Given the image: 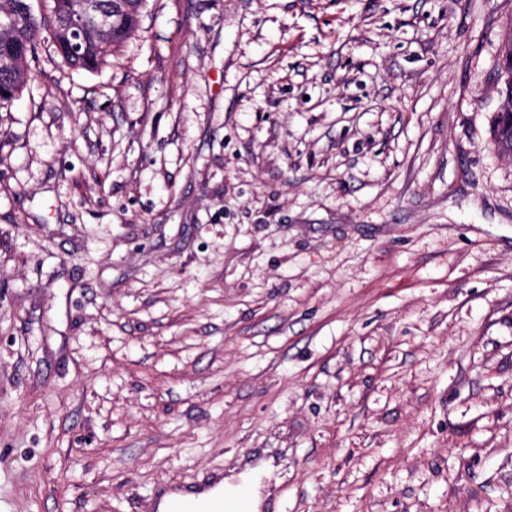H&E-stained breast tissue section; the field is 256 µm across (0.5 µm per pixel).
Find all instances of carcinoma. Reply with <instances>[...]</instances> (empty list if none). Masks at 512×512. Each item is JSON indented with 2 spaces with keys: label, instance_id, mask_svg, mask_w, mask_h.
Listing matches in <instances>:
<instances>
[{
  "label": "carcinoma",
  "instance_id": "1",
  "mask_svg": "<svg viewBox=\"0 0 512 512\" xmlns=\"http://www.w3.org/2000/svg\"><path fill=\"white\" fill-rule=\"evenodd\" d=\"M49 15L36 14L30 0H0V17L13 13L16 20L0 27V107L10 104L28 81L25 62L35 57L42 31L49 32L55 52L69 66L94 70L105 57L136 30L142 0H97L99 8L113 12L111 23L100 28L92 17L80 48L69 46V26L76 0H51ZM498 70L502 71L504 104L512 108V35L501 47ZM493 140L498 151L512 154V111L496 114Z\"/></svg>",
  "mask_w": 512,
  "mask_h": 512
}]
</instances>
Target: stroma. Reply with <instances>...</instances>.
Masks as SVG:
<instances>
[{"label":"stroma","mask_w":512,"mask_h":512,"mask_svg":"<svg viewBox=\"0 0 512 512\" xmlns=\"http://www.w3.org/2000/svg\"><path fill=\"white\" fill-rule=\"evenodd\" d=\"M512 0H144L0 109V512H512ZM501 58L498 63L500 79L503 81L504 102L497 112L493 128V140L498 151L505 155L512 154V34L505 39L501 47ZM506 73L500 75L501 71ZM510 75V80L508 76ZM508 105L511 111H504ZM221 481L216 480L204 485L194 498L180 503L179 508L168 512H259L263 505V499L258 491L260 483L257 481H245L235 485L233 479H224V487ZM246 487L251 492L250 507L246 497H240L229 502L224 495L234 496L241 488Z\"/></svg>","instance_id":"obj_1"}]
</instances>
